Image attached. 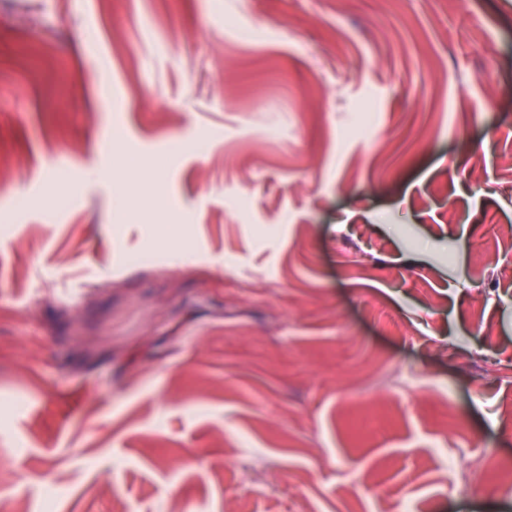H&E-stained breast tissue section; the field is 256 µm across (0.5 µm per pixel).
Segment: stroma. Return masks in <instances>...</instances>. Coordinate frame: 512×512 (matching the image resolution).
Listing matches in <instances>:
<instances>
[{"label": "stroma", "mask_w": 512, "mask_h": 512, "mask_svg": "<svg viewBox=\"0 0 512 512\" xmlns=\"http://www.w3.org/2000/svg\"><path fill=\"white\" fill-rule=\"evenodd\" d=\"M489 468L512 0H0V512H512Z\"/></svg>", "instance_id": "obj_1"}]
</instances>
